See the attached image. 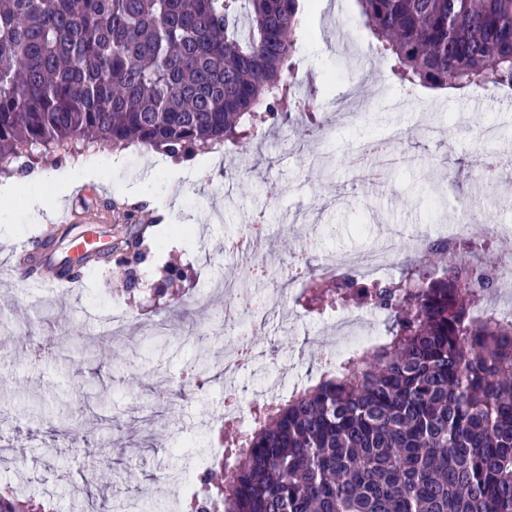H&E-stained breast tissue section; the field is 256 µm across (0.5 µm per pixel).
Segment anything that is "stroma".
<instances>
[{
    "label": "stroma",
    "mask_w": 512,
    "mask_h": 512,
    "mask_svg": "<svg viewBox=\"0 0 512 512\" xmlns=\"http://www.w3.org/2000/svg\"><path fill=\"white\" fill-rule=\"evenodd\" d=\"M307 33L300 71L326 75L319 85L315 111L328 128L327 139L306 134L301 126L282 125L242 145L225 144L208 178L193 182L158 165L157 152L137 144H105L80 155L96 166L99 183L74 187L67 196L49 173L59 160H37L46 171L40 196L46 209L33 220L24 203L14 204L0 223V448L11 459L0 464V484L24 481L37 498L49 497L61 512H103L104 506L135 499L141 512H150L156 476L182 466L188 456L215 453L220 448L211 418L224 406V389L233 385L244 399L262 394L284 357L305 379L318 380L321 350L309 347L307 337L322 330V316L302 314L291 331H282L278 317L267 319L259 344L279 349V357H264L255 371L226 382L220 360L224 334L213 332L200 344H181L150 335L153 319L149 289L159 287L167 264L183 268L184 298L193 295L194 279L239 274L236 261L226 258V237L241 225L264 214L271 226L265 254L277 267L301 251L302 226L314 227L308 263L318 267L344 252H361L378 243L380 226L399 229V257L410 255L416 228L454 223L456 198L471 199L491 224H511L512 207L501 196L469 181L465 173L489 154L503 155L512 144V95L494 90L484 96L402 87L383 57L369 54L374 44L364 28L357 0H301ZM361 90L355 118L340 121L330 101ZM398 129L402 151L389 170L385 187L371 189L354 179L342 164L343 156L364 139ZM123 159L113 167L111 156ZM455 169L454 184L444 182L446 169ZM277 183L284 194L270 202L267 187ZM135 183L140 197L124 194ZM139 209L172 223L191 224L193 234L182 247L162 244L149 232L151 254L140 269L144 293L131 296L122 289L120 274L100 267L79 283L59 288H33L19 278L12 255L16 244L39 240L47 226L63 213L90 216L96 222L98 246L109 241L110 226L121 223L127 209ZM125 309L131 322L125 338L112 343V365H93L74 351L61 360L43 359L31 369L29 343L12 331L15 312L28 313L33 334L60 336L61 324L74 331H102L104 307ZM206 372L202 392L181 402L174 414L142 418L150 389L166 383L186 366ZM69 393L82 412L85 436L101 437L96 456L60 424L56 397Z\"/></svg>",
    "instance_id": "obj_1"
}]
</instances>
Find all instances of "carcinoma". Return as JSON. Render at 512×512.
<instances>
[{
    "label": "carcinoma",
    "instance_id": "1",
    "mask_svg": "<svg viewBox=\"0 0 512 512\" xmlns=\"http://www.w3.org/2000/svg\"><path fill=\"white\" fill-rule=\"evenodd\" d=\"M403 86L512 87V0H357ZM299 0H0V170L34 151L135 142L172 155L286 124ZM148 225L130 212L99 254L140 285ZM472 245L363 282L307 268V304L386 315L384 337L224 444L235 457L188 512H512V320L477 319L494 287ZM68 340L99 362L75 332ZM0 512H56L0 486Z\"/></svg>",
    "mask_w": 512,
    "mask_h": 512
}]
</instances>
